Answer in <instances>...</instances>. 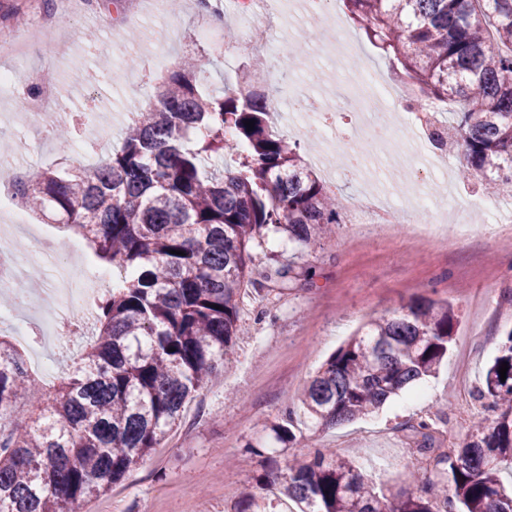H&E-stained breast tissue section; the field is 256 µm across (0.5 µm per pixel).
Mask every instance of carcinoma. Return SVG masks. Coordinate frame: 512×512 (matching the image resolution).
I'll use <instances>...</instances> for the list:
<instances>
[{
    "instance_id": "1",
    "label": "carcinoma",
    "mask_w": 512,
    "mask_h": 512,
    "mask_svg": "<svg viewBox=\"0 0 512 512\" xmlns=\"http://www.w3.org/2000/svg\"><path fill=\"white\" fill-rule=\"evenodd\" d=\"M341 2L413 107L462 105L451 135L434 138L462 154V179L512 186V0ZM208 64L180 60L97 167L32 171L18 184L27 211L81 235L120 280L95 307L94 340L51 393L0 338V512H83L109 492L230 360L242 295L257 285L254 245L272 230L308 248L343 223L342 198L273 134L268 96L248 74L221 95L204 91ZM228 155L235 169H202ZM457 321L452 303L421 298L364 323L299 393L300 425L293 410L264 425L279 447L256 450L262 472L237 512H278L269 487L299 512H512V330L477 390L482 417L453 448H418L430 473H402L416 492L379 485L328 448L281 464L298 439L435 374Z\"/></svg>"
}]
</instances>
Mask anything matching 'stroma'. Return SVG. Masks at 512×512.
<instances>
[{"label":"stroma","mask_w":512,"mask_h":512,"mask_svg":"<svg viewBox=\"0 0 512 512\" xmlns=\"http://www.w3.org/2000/svg\"><path fill=\"white\" fill-rule=\"evenodd\" d=\"M101 0L90 12L70 17L55 35L65 52L48 55L40 36L16 0H0V16L24 34V53L33 69H52L63 79L64 104L70 114V134L42 140V120L19 111L16 93L0 97V142L10 145L12 160L34 170L68 161L92 167L102 158L101 135L117 145L130 112L154 99L152 81L175 67L179 59L202 54L210 65L203 79L207 91L221 93L250 67L251 57L239 54L224 64V34L241 29L247 15L228 5L223 24L210 23L193 0H181L177 10L155 11L139 0L136 11L125 12L120 23L101 21ZM205 27L206 38L192 41L186 34ZM96 29L95 47L79 31ZM96 107L99 124L89 127L81 114ZM286 139L309 158L318 174L338 172L335 191L352 205L361 175L342 169L339 146L312 156L307 131L288 132ZM80 141L82 150L71 147ZM422 213L403 224H341L334 237L297 252L281 234L269 233L255 249V279L261 290L247 289L240 310V330L228 367L218 368L212 381L188 403L181 423L163 447L141 460L106 495L91 499L86 512H233L239 491L252 483L259 458L248 446L267 443L266 422L280 418L295 402L314 372L369 317L399 309L414 298H446L458 308L459 322L445 363L425 383V399L412 392L394 397L369 417L317 432L318 446L352 454L374 480L400 481L410 451L422 438L412 431L427 410L458 404L461 390L476 392L486 363L506 331L512 329V250L500 241L511 232L454 228L447 244L420 237L427 223ZM296 262L289 282L268 281L271 260ZM488 306H480L482 298Z\"/></svg>","instance_id":"obj_1"}]
</instances>
